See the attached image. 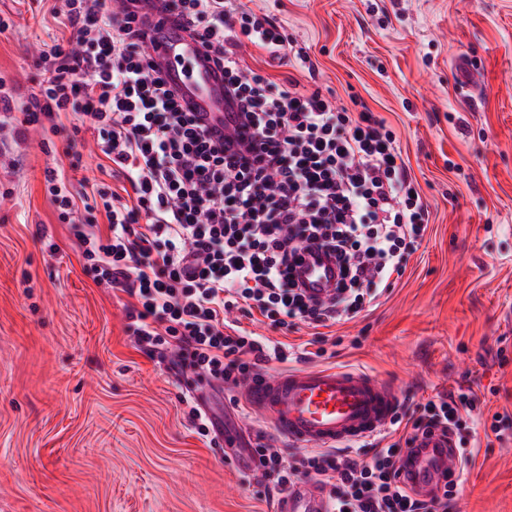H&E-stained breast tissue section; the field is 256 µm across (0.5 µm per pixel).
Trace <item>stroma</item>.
<instances>
[{"label":"stroma","mask_w":512,"mask_h":512,"mask_svg":"<svg viewBox=\"0 0 512 512\" xmlns=\"http://www.w3.org/2000/svg\"><path fill=\"white\" fill-rule=\"evenodd\" d=\"M308 63L249 65L278 84L320 88L386 120L429 204V230L387 295L328 328L242 327L311 366L363 370L409 405L472 389L503 436L478 433L459 512H512V0H251ZM48 0H0V78L36 90L34 57L64 31ZM40 128L0 154V512H274L235 459L268 419L216 401L235 445L212 447L181 404L189 388L125 331L129 297L98 287L44 184L65 169L75 197L100 179L91 132Z\"/></svg>","instance_id":"stroma-1"}]
</instances>
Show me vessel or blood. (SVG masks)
Segmentation results:
<instances>
[{
    "mask_svg": "<svg viewBox=\"0 0 512 512\" xmlns=\"http://www.w3.org/2000/svg\"><path fill=\"white\" fill-rule=\"evenodd\" d=\"M153 47L166 77L179 90L182 105L194 112L203 126L223 127L232 118L224 110V76L208 51L196 39L156 17ZM339 269L333 256L321 250L306 253L295 270L304 293L317 300L332 297ZM248 396L283 439L297 446L332 448L376 434L390 422L400 396L388 383L361 370L319 367L283 372L251 385ZM414 484L421 494L456 481L458 462L452 443L435 435L421 443ZM279 512H328L325 491L317 483L294 487Z\"/></svg>",
    "mask_w": 512,
    "mask_h": 512,
    "instance_id": "obj_1",
    "label": "vessel or blood"
}]
</instances>
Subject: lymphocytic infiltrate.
<instances>
[{
	"mask_svg": "<svg viewBox=\"0 0 512 512\" xmlns=\"http://www.w3.org/2000/svg\"><path fill=\"white\" fill-rule=\"evenodd\" d=\"M139 0H55L67 43L40 50L45 79L17 103L0 79V122L59 133L71 116L97 136L112 174L133 196L94 184L95 203L77 206L61 169L45 171L59 220L97 285L131 299L126 331L138 349L202 385L237 387L263 363L287 362L281 342L242 328L228 315L260 313L272 327H328L355 318L389 290L424 237L426 201L385 120L352 115L320 90L280 86L243 57L253 45L288 62L283 26L243 0H163L187 18L224 74V96L244 119L240 138L214 141L181 107L155 64L136 11ZM85 217H78V210ZM106 226H99L96 211ZM333 254L334 297L311 301L294 269L302 251ZM481 401L472 392L438 395L421 413L395 414L399 440L370 447L287 455L265 443L250 450L268 497L284 498L311 480L329 512H453L457 486L423 496L401 483L404 452L434 432L452 436L461 469L474 461Z\"/></svg>",
	"mask_w": 512,
	"mask_h": 512,
	"instance_id": "1",
	"label": "lymphocytic infiltrate"
}]
</instances>
